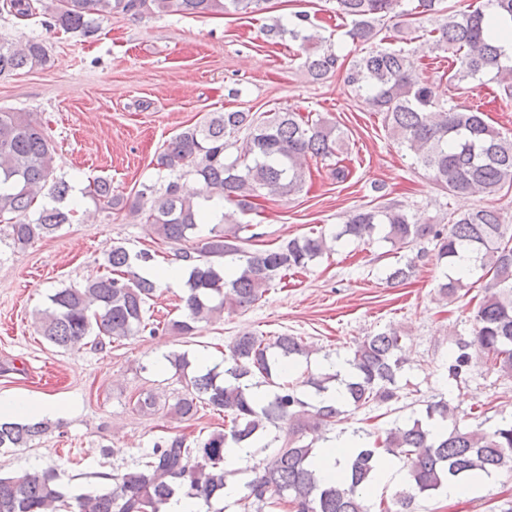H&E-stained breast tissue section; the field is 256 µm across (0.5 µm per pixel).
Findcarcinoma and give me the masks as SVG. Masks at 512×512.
<instances>
[{
    "mask_svg": "<svg viewBox=\"0 0 512 512\" xmlns=\"http://www.w3.org/2000/svg\"><path fill=\"white\" fill-rule=\"evenodd\" d=\"M267 0H52V25L66 33L90 37L99 22L114 15L142 19L154 15L219 17L255 14ZM403 0H337L341 17L349 21L345 36L365 47L345 61L325 44L305 12H296L284 24L266 26L272 38L300 43L304 66L316 81L344 69V82L367 94L368 103L383 116L385 127L417 163L448 193L493 195L512 187V137L484 120V113L468 105L442 106L434 86L418 73L410 53L402 47H372L388 40L383 20L413 16L443 22L427 31L433 48L452 54L449 79L479 81L488 73L503 91L512 94V56L498 46L488 30L482 6L452 11L444 0H408V9L396 8ZM8 12L29 17L34 0H4ZM45 46L38 41L13 45L0 40V76L47 63ZM343 133L334 124L313 120L299 112L234 110L212 112L202 123L176 134L156 157V167L178 176L191 174L201 183L197 192L185 193L170 181L164 193L144 186L134 200L112 193V183L95 178L87 194L101 209H129L143 224L151 225L162 241L178 246L176 257L186 263L185 314L164 325L175 336H191L197 324L224 312H234L258 301L276 279L331 250L323 233H314L271 249L247 252L242 238L248 229L237 214L253 210L251 199L288 197L305 184L308 157L330 158L340 152ZM236 156H228L230 149ZM53 146L42 125L29 112L0 111V223L8 227L13 246L24 249L70 220L60 204L71 187L51 180ZM49 189V202L35 208L38 196ZM218 201L221 212L207 213ZM447 223L430 224L398 203L356 210L342 224L335 240L363 241L375 233L400 251H413L423 240L434 245L437 262L454 265L458 250L472 255L468 274L484 282L472 336L460 338L450 350L448 377L465 380L470 368L482 360L491 369L512 378V225L488 207L446 214ZM210 224V236L201 245L187 246L199 225ZM421 253L387 269L392 284L406 283L417 270ZM153 260L149 252L132 257L122 246L112 247L106 273L79 287L58 288L49 306L38 313L37 330L58 347L75 348L127 339L142 332L156 333L148 312L157 283L135 271V265ZM463 278L445 276L439 294L454 298ZM401 336L390 328L366 337L346 360L350 375L325 373L290 378L297 358L309 354L304 341L280 334L268 338L245 333L233 341L224 371L212 368L188 374V354L167 356L184 380L183 392L168 406L167 414L181 420L194 417L201 407L224 413L229 428L188 440L164 436L145 452L137 467L124 473H96L109 480L105 489L70 501L60 490L55 469L0 475V512H161L171 497L189 489L204 505L223 496L228 471L224 449L253 448L269 427L283 433L270 462L255 472L242 498L248 512L292 506L297 512H371L365 493L373 480L375 462L382 453L403 462L406 488L396 512H414L418 496L444 490L451 479L480 472L512 473V422L492 431L462 423L448 401L426 405L425 414L395 423L376 438L367 433L356 457L333 481L319 478L316 453L303 436L319 439L333 429L344 408L389 403L397 398V380L403 367L398 352ZM345 386V396L334 404H311L301 387L316 396L329 390L327 383ZM269 387L265 401L257 403L249 389ZM49 424L39 420L0 421V449L27 448L44 435Z\"/></svg>",
    "mask_w": 512,
    "mask_h": 512,
    "instance_id": "carcinoma-1",
    "label": "carcinoma"
}]
</instances>
